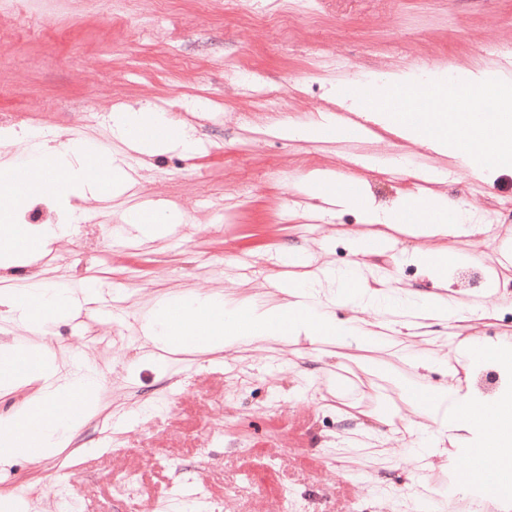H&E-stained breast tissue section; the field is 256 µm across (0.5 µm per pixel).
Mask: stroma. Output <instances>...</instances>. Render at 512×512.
I'll list each match as a JSON object with an SVG mask.
<instances>
[{
	"label": "stroma",
	"mask_w": 512,
	"mask_h": 512,
	"mask_svg": "<svg viewBox=\"0 0 512 512\" xmlns=\"http://www.w3.org/2000/svg\"><path fill=\"white\" fill-rule=\"evenodd\" d=\"M27 9L42 24L24 31L0 8V118L108 148L113 106L150 102L193 125L201 149L147 158L136 197L88 198L69 236L11 271L14 286L93 277L120 292L115 306L85 304L53 325L47 341L60 369L82 353L104 385L67 448L0 469V496L22 493L27 512H57L62 492L80 512H174L191 487L212 512H407L437 491L453 512H472L463 482L470 457L423 460L412 444L427 425V391L455 378L487 413L512 417V364L493 354L512 341V289L490 285L512 279V263L496 259L504 236L477 227L488 212L512 225V211L499 207L512 196V168L481 180L373 124L362 138L315 142L282 138L278 128L323 111L345 117L327 96L333 85L358 87L401 68L453 77L497 67L512 55V0H308L302 8L295 0H28ZM370 157L383 169L363 167ZM433 167L447 171L442 190L472 223L443 246L479 254L492 277L461 283L462 263L449 262L447 293L459 313L425 320L405 338L436 359L432 370L387 381L360 368L367 351L305 340L151 360L141 315L162 296L278 303L284 248L315 269L359 259L351 241L367 225L352 210L320 217V199L296 189L310 171H333L388 206ZM137 202L175 203L188 220L142 240L121 229ZM416 244L394 234L361 258L365 276L434 292L421 268L400 260ZM463 342L485 356L459 363Z\"/></svg>",
	"instance_id": "stroma-1"
}]
</instances>
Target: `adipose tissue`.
Returning a JSON list of instances; mask_svg holds the SVG:
<instances>
[{
  "instance_id": "1",
  "label": "adipose tissue",
  "mask_w": 512,
  "mask_h": 512,
  "mask_svg": "<svg viewBox=\"0 0 512 512\" xmlns=\"http://www.w3.org/2000/svg\"><path fill=\"white\" fill-rule=\"evenodd\" d=\"M143 128L157 129L150 144H142L136 132ZM112 138L118 150L107 152L89 149L87 143L74 145L49 144L46 138L32 143L27 160L16 163L0 162V181L18 180L24 185L21 200L0 208V268L28 265L31 260L47 253L56 240L67 236L81 213L77 199L100 195L102 185H109L112 196L132 191L137 180L126 161L127 152L148 157L170 152L194 153L197 146L195 129L188 123L161 113L147 102L122 104L112 109ZM37 200L48 201L57 215L55 222L23 226L18 216ZM336 206L357 211L363 223L372 225V236L352 241L354 254L363 255L370 242L385 244L390 232L413 237H444L448 234L449 215H461L460 207L439 192L412 193L400 196L389 207L374 204L367 193L352 191L346 182L336 184L332 198ZM186 213L168 207H130L125 223L134 225L139 236L147 240L165 237L173 225L184 223ZM470 399L461 383L452 382L432 388L426 413L435 428L429 436L420 438L417 447L429 455L439 454V441L444 436L466 435L470 447L486 448L498 436V428L478 422L467 412Z\"/></svg>"
}]
</instances>
